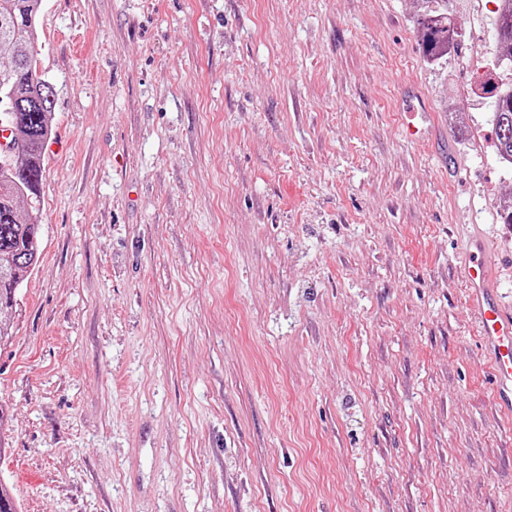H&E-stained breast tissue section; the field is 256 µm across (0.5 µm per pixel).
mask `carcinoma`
<instances>
[{
	"instance_id": "obj_1",
	"label": "carcinoma",
	"mask_w": 512,
	"mask_h": 512,
	"mask_svg": "<svg viewBox=\"0 0 512 512\" xmlns=\"http://www.w3.org/2000/svg\"><path fill=\"white\" fill-rule=\"evenodd\" d=\"M418 2L415 23L422 34L423 53L429 59L442 58V48L448 43V10L431 8L435 0ZM40 3L41 0H0V82L11 88L15 114L11 129L14 151L0 160V178L7 164L25 188L23 192L0 195V343L10 336L11 285L22 283L39 258L40 188L54 102L52 86L38 72L37 26L27 23L28 18L38 17ZM492 29L511 61L512 13L498 14ZM483 88L491 98L499 159L507 166L512 165V84L497 86L489 78Z\"/></svg>"
}]
</instances>
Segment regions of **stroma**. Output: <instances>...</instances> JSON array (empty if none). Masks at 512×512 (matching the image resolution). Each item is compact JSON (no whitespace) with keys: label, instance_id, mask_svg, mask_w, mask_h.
Listing matches in <instances>:
<instances>
[{"label":"stroma","instance_id":"1","mask_svg":"<svg viewBox=\"0 0 512 512\" xmlns=\"http://www.w3.org/2000/svg\"><path fill=\"white\" fill-rule=\"evenodd\" d=\"M43 0V252L0 346L21 512H512L464 245L512 310L492 0ZM425 112L429 144L408 139ZM418 2L420 9L415 16V23L422 34L423 53L428 59L442 58L445 56L442 48L448 44V8L432 9L430 4L437 3L436 0Z\"/></svg>","mask_w":512,"mask_h":512}]
</instances>
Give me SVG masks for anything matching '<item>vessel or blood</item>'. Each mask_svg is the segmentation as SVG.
<instances>
[{"instance_id": "obj_1", "label": "vessel or blood", "mask_w": 512, "mask_h": 512, "mask_svg": "<svg viewBox=\"0 0 512 512\" xmlns=\"http://www.w3.org/2000/svg\"><path fill=\"white\" fill-rule=\"evenodd\" d=\"M465 267L470 307L477 319L482 347L493 376L495 402L504 413L512 412V311L499 303L491 286L486 240L477 237Z\"/></svg>"}]
</instances>
